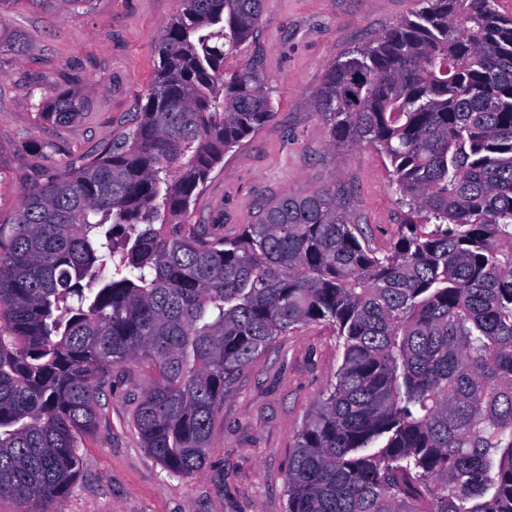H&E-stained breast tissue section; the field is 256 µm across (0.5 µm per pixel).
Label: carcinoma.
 Returning <instances> with one entry per match:
<instances>
[{"label":"carcinoma","mask_w":512,"mask_h":512,"mask_svg":"<svg viewBox=\"0 0 512 512\" xmlns=\"http://www.w3.org/2000/svg\"><path fill=\"white\" fill-rule=\"evenodd\" d=\"M13 2L0 61L24 52ZM422 2L331 63L317 95L331 146L390 163L408 214L379 252L334 186L285 193L233 236L183 221L274 104L256 71L224 72L262 0H178L136 125L28 185L0 224V498L55 512L129 365L153 376L142 448L201 472L241 371L319 321L343 360L297 435L286 512H512V15ZM88 108L62 86L38 104L51 125Z\"/></svg>","instance_id":"obj_1"}]
</instances>
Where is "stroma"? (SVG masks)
Segmentation results:
<instances>
[{"label": "stroma", "mask_w": 512, "mask_h": 512, "mask_svg": "<svg viewBox=\"0 0 512 512\" xmlns=\"http://www.w3.org/2000/svg\"><path fill=\"white\" fill-rule=\"evenodd\" d=\"M421 0H264L253 39L224 62L268 81L272 121L226 153L186 220L233 233L286 192L349 191L351 213L371 244L390 247L404 220L386 160L367 146L333 148L315 100L328 66L395 26ZM177 0H93L73 14L15 0L11 29L25 51L0 64V224L41 171L96 153L133 119L154 68V44ZM68 80L91 101L79 122L50 126L37 105ZM342 362L331 325L314 322L276 337L241 373L211 429L202 472L169 474L140 446L134 397L142 368L112 373V399L97 434L79 443L83 470L58 512H286V474L304 425Z\"/></svg>", "instance_id": "stroma-1"}]
</instances>
